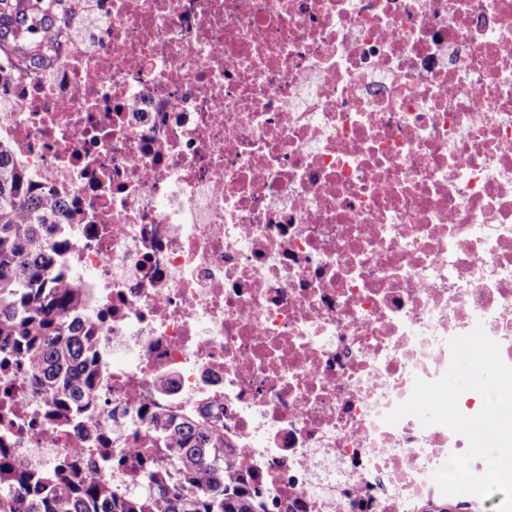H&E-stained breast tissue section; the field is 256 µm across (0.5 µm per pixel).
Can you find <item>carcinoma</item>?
<instances>
[{"label":"carcinoma","instance_id":"carcinoma-1","mask_svg":"<svg viewBox=\"0 0 512 512\" xmlns=\"http://www.w3.org/2000/svg\"><path fill=\"white\" fill-rule=\"evenodd\" d=\"M55 0L35 8L0 0V88L15 83L18 62H32L46 43L26 35L54 17ZM70 200L38 184L0 137V356L24 367L35 394L52 414L89 406L97 386L94 337L66 326L93 294L66 276L63 254L73 247L60 226L76 224ZM153 413L165 425L136 455L101 461L112 478L78 468L74 456L51 468L26 467L0 447V512H300L269 493L257 475L224 449V422L209 405L181 413L163 404Z\"/></svg>","mask_w":512,"mask_h":512}]
</instances>
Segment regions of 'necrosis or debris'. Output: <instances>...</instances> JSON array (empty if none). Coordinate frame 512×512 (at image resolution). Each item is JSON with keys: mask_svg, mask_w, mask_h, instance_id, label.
<instances>
[{"mask_svg": "<svg viewBox=\"0 0 512 512\" xmlns=\"http://www.w3.org/2000/svg\"><path fill=\"white\" fill-rule=\"evenodd\" d=\"M102 6L0 90V136L77 204L107 380L75 434L1 367L0 445L91 466L147 447L153 404L209 401L301 512L444 501L467 439L386 418L476 326L512 366V0Z\"/></svg>", "mask_w": 512, "mask_h": 512, "instance_id": "4bbe7bcc", "label": "necrosis or debris"}]
</instances>
